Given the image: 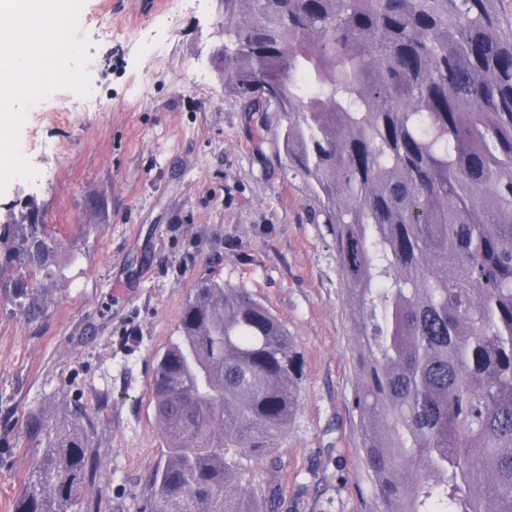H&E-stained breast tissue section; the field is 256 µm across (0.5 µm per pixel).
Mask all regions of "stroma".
Returning <instances> with one entry per match:
<instances>
[{
    "label": "stroma",
    "instance_id": "obj_1",
    "mask_svg": "<svg viewBox=\"0 0 512 512\" xmlns=\"http://www.w3.org/2000/svg\"><path fill=\"white\" fill-rule=\"evenodd\" d=\"M223 19L221 0H84L95 104L50 95L25 114L40 176L9 184L0 218L37 200L62 285L37 319L0 298V512L32 466L27 416L77 400L94 418L82 512H145L163 447L156 357L206 275L268 307L303 364L297 415L247 496L261 512H381L350 408L357 340L332 227L288 166L281 113L225 96Z\"/></svg>",
    "mask_w": 512,
    "mask_h": 512
}]
</instances>
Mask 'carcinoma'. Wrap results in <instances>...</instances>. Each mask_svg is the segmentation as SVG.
Instances as JSON below:
<instances>
[{
  "instance_id": "carcinoma-1",
  "label": "carcinoma",
  "mask_w": 512,
  "mask_h": 512,
  "mask_svg": "<svg viewBox=\"0 0 512 512\" xmlns=\"http://www.w3.org/2000/svg\"><path fill=\"white\" fill-rule=\"evenodd\" d=\"M217 57L336 225L383 512H512V0H224ZM0 239V288L41 317L61 242L33 199ZM300 375L268 308L200 282L156 363L154 512H258L243 484ZM91 425L77 402L29 416L14 512H82Z\"/></svg>"
}]
</instances>
